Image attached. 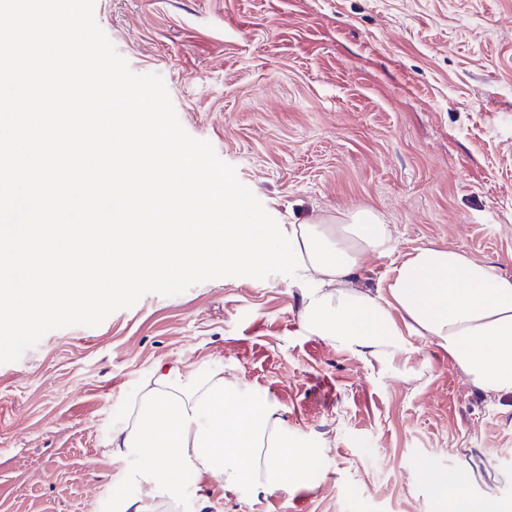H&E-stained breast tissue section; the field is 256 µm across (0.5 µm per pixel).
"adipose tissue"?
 I'll return each mask as SVG.
<instances>
[{
	"mask_svg": "<svg viewBox=\"0 0 512 512\" xmlns=\"http://www.w3.org/2000/svg\"><path fill=\"white\" fill-rule=\"evenodd\" d=\"M308 270L305 324L363 356L397 344L401 332L434 337L489 393H512V279L459 250L422 247L400 261L385 290L357 289L367 260L392 249L383 218L370 210L297 226ZM402 321H395L394 313ZM110 455L139 449L146 483L172 487L212 480L228 490L267 493L299 483L319 459L295 447L275 405L248 398L223 370L183 373L171 365L148 376L125 421L106 439ZM446 512H501L467 495L449 475L435 476Z\"/></svg>",
	"mask_w": 512,
	"mask_h": 512,
	"instance_id": "obj_1",
	"label": "adipose tissue"
}]
</instances>
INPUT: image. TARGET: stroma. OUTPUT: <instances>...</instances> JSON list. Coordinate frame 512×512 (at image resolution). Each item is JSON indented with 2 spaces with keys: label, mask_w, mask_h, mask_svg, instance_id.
Listing matches in <instances>:
<instances>
[{
  "label": "stroma",
  "mask_w": 512,
  "mask_h": 512,
  "mask_svg": "<svg viewBox=\"0 0 512 512\" xmlns=\"http://www.w3.org/2000/svg\"><path fill=\"white\" fill-rule=\"evenodd\" d=\"M94 14L277 223L383 215L393 249L359 289L426 246L512 278V0H95ZM303 314L297 279L225 277L49 331L0 364V512H100L108 496L154 512L203 497L208 512H438L426 467L512 512V393L486 392L434 337L374 359ZM167 364L223 369L275 404L318 467L272 494L141 481L137 449L113 457L105 439Z\"/></svg>",
  "instance_id": "obj_1"
}]
</instances>
